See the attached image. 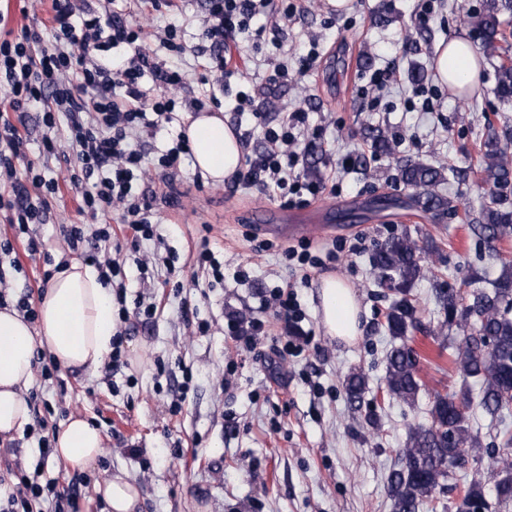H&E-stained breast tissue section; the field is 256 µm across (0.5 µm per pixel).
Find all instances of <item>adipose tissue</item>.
Returning a JSON list of instances; mask_svg holds the SVG:
<instances>
[{
  "label": "adipose tissue",
  "mask_w": 512,
  "mask_h": 512,
  "mask_svg": "<svg viewBox=\"0 0 512 512\" xmlns=\"http://www.w3.org/2000/svg\"><path fill=\"white\" fill-rule=\"evenodd\" d=\"M434 69L448 86L474 83L477 54L461 35H451L436 50ZM193 165L213 182L229 179L240 165L239 142L219 114H202L185 128ZM57 269L36 300L37 323L14 307L0 308V435L12 437L31 421L25 392L33 376L37 348L53 361L86 374L96 373L112 353L117 320L111 285L92 266L57 260ZM321 322L328 336L351 342L361 333V309L354 287L328 274L320 285ZM53 456L78 471L97 468L107 448L99 428L85 416H69L52 435ZM107 512H136L139 489L123 474L96 483Z\"/></svg>",
  "instance_id": "adipose-tissue-1"
}]
</instances>
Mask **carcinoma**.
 <instances>
[{
	"label": "carcinoma",
	"instance_id": "carcinoma-1",
	"mask_svg": "<svg viewBox=\"0 0 512 512\" xmlns=\"http://www.w3.org/2000/svg\"><path fill=\"white\" fill-rule=\"evenodd\" d=\"M512 17V0H487L483 10L469 14L464 21L478 33L486 58L507 57L494 66V92L504 106H512V44L504 32L503 16ZM481 181L488 187L473 229L491 242L512 238V161L498 138L480 145ZM443 166L410 164L401 169V180L410 187L429 188L444 180ZM433 250L408 235L387 239L372 257V268L379 283L392 292L385 315V329L392 340L387 358L385 392L392 399L415 404L423 389L419 357L408 344L410 334L422 328L418 304L411 294L413 284L431 272L425 255ZM500 275L491 288L472 287L475 276L457 288H440L437 301L444 320L428 327L441 350L449 351L451 362L462 380L480 384L478 406L499 421L494 448V466L487 475L477 474L463 487L453 503L454 512H479L485 507V487L493 483L497 505L512 507V428L502 414L512 410V256L495 252ZM457 325L460 340L445 336V328ZM350 399H361L366 379L350 372L344 381ZM472 398L439 391L427 409V421L409 427L404 447L388 475L387 493L392 512L436 510V490L476 460L482 450L480 432L472 431L467 412Z\"/></svg>",
	"mask_w": 512,
	"mask_h": 512
}]
</instances>
